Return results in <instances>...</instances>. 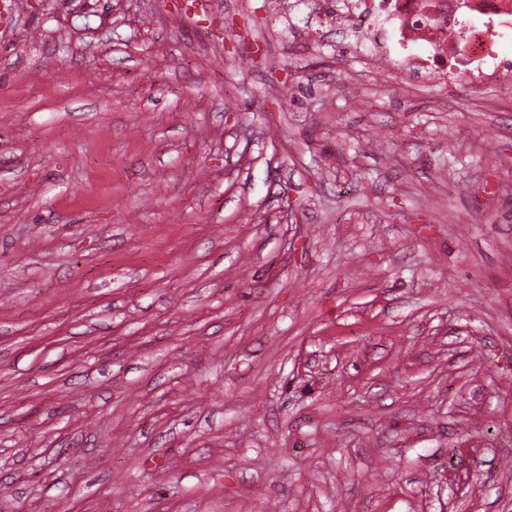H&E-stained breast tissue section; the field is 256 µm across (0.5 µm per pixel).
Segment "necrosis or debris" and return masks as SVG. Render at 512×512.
Segmentation results:
<instances>
[{
  "instance_id": "1",
  "label": "necrosis or debris",
  "mask_w": 512,
  "mask_h": 512,
  "mask_svg": "<svg viewBox=\"0 0 512 512\" xmlns=\"http://www.w3.org/2000/svg\"><path fill=\"white\" fill-rule=\"evenodd\" d=\"M468 4L464 14L456 0H343L336 9L323 0H272L270 15L306 12L347 26L377 70L407 64L435 76L453 63L471 82L511 86L512 65L502 61L501 45L512 42V0Z\"/></svg>"
}]
</instances>
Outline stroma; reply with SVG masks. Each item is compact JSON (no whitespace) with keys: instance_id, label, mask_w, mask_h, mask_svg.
Wrapping results in <instances>:
<instances>
[{"instance_id":"35a3bbf8","label":"stroma","mask_w":512,"mask_h":512,"mask_svg":"<svg viewBox=\"0 0 512 512\" xmlns=\"http://www.w3.org/2000/svg\"><path fill=\"white\" fill-rule=\"evenodd\" d=\"M203 2L0 23V512H512V90Z\"/></svg>"}]
</instances>
